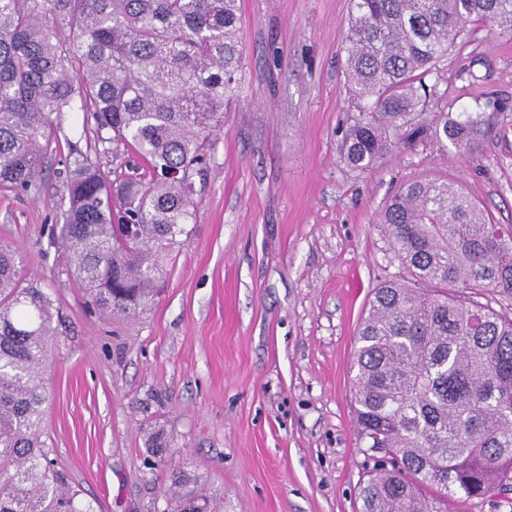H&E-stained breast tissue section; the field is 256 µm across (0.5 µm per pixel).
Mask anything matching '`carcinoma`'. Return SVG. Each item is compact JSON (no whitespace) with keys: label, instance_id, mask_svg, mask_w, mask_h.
<instances>
[{"label":"carcinoma","instance_id":"cac0c4a2","mask_svg":"<svg viewBox=\"0 0 512 512\" xmlns=\"http://www.w3.org/2000/svg\"><path fill=\"white\" fill-rule=\"evenodd\" d=\"M487 21L512 31V0H352L345 80L359 116L347 164L376 168L428 131L419 90L436 62ZM238 0H0V186L34 185L66 113L98 142L135 149L145 171L110 182L70 150L59 239L106 313L154 301L164 252L192 218L193 174L224 128L242 62ZM481 119L441 115L431 134L466 150ZM406 271L374 291L355 339L356 422L388 455L360 487L361 512H446L457 495L512 487V225L493 224L454 183L406 182L381 214ZM49 295L0 243V512H91L43 451ZM169 471L164 512H224L203 475Z\"/></svg>","mask_w":512,"mask_h":512}]
</instances>
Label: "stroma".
Returning a JSON list of instances; mask_svg holds the SVG:
<instances>
[{"instance_id":"stroma-1","label":"stroma","mask_w":512,"mask_h":512,"mask_svg":"<svg viewBox=\"0 0 512 512\" xmlns=\"http://www.w3.org/2000/svg\"><path fill=\"white\" fill-rule=\"evenodd\" d=\"M239 5L236 97L146 310L89 306L58 239L70 149L96 138L82 114L65 115L35 189L0 188V242L50 295L60 336L45 450L94 512H163L159 433L173 463L223 490L226 512H359L382 455L356 423L355 336L374 288L403 274L384 203L439 178L512 224V32L469 24L426 79L428 123L480 116L470 149L423 136L359 172L340 151L358 115L343 73L350 0Z\"/></svg>"}]
</instances>
